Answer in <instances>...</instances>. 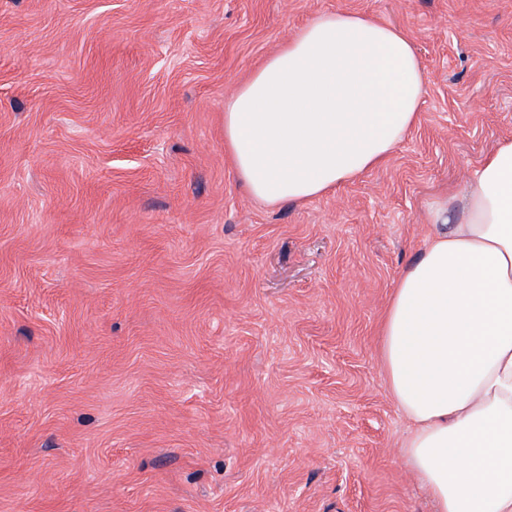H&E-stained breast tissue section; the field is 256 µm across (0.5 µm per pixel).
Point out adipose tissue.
Listing matches in <instances>:
<instances>
[{"label": "adipose tissue", "instance_id": "obj_1", "mask_svg": "<svg viewBox=\"0 0 512 512\" xmlns=\"http://www.w3.org/2000/svg\"><path fill=\"white\" fill-rule=\"evenodd\" d=\"M423 88L400 29L323 12L239 84L224 146L256 199L310 200L381 165L415 125ZM434 218L381 329L409 424L405 463L436 512H512V141Z\"/></svg>", "mask_w": 512, "mask_h": 512}]
</instances>
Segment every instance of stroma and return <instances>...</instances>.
Instances as JSON below:
<instances>
[{
  "instance_id": "stroma-1",
  "label": "stroma",
  "mask_w": 512,
  "mask_h": 512,
  "mask_svg": "<svg viewBox=\"0 0 512 512\" xmlns=\"http://www.w3.org/2000/svg\"><path fill=\"white\" fill-rule=\"evenodd\" d=\"M400 28L418 121L267 206L224 105L324 11ZM512 140V0H0V512H432L379 330Z\"/></svg>"
}]
</instances>
